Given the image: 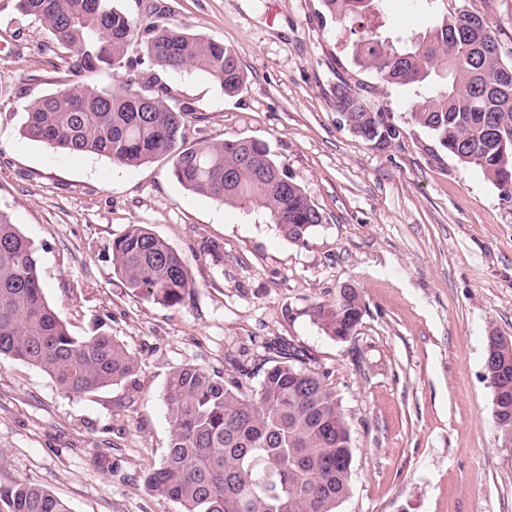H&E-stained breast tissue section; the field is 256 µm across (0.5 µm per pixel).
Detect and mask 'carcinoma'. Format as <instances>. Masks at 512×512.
<instances>
[{
	"instance_id": "obj_1",
	"label": "carcinoma",
	"mask_w": 512,
	"mask_h": 512,
	"mask_svg": "<svg viewBox=\"0 0 512 512\" xmlns=\"http://www.w3.org/2000/svg\"><path fill=\"white\" fill-rule=\"evenodd\" d=\"M339 24L364 13L378 21L352 44L354 63L387 84H427L412 116L448 155L479 167L500 188L512 184V62L480 16L429 10L423 31L394 37L380 21L389 0H322ZM17 20H36L63 53L71 79L24 106V136L51 150L96 154L127 166L172 159L188 190L231 205H254L289 241L305 242L322 215L268 146L225 140L187 142L188 105L170 104L163 74L194 68L234 94L244 83L235 51L174 27L136 32L112 0H17ZM139 56L129 58V49ZM131 72L141 97L87 81L99 72ZM336 108L352 132L386 146L399 137L386 113L347 84ZM112 267L134 292L177 306L194 288L183 257L141 225L112 241ZM346 303L318 304L314 320L329 336H345L364 307L351 288ZM48 373L67 395L81 396L132 378L135 357L106 334L73 335L43 295L31 242L0 211V358ZM505 399L495 423L512 427V376L490 380ZM195 365L173 371L163 400L172 435L146 486L178 512H337L349 496L352 442L328 374L303 366L294 352L268 367L255 390ZM0 512H69L53 492L27 482L0 488Z\"/></svg>"
}]
</instances>
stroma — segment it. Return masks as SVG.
Returning <instances> with one entry per match:
<instances>
[{"instance_id": "1", "label": "stroma", "mask_w": 512, "mask_h": 512, "mask_svg": "<svg viewBox=\"0 0 512 512\" xmlns=\"http://www.w3.org/2000/svg\"><path fill=\"white\" fill-rule=\"evenodd\" d=\"M136 27L182 28L231 46L246 74L225 95L207 74H169L192 110L190 142L265 143L323 216L289 242L264 210L191 192L169 158L130 167L23 137V106L70 73L38 21L0 0V210L34 245L47 302L73 335L106 334L138 369L79 397L42 370L0 361V486L31 482L70 512H177L147 473L171 438L162 395L197 365L232 380L287 349L329 373L353 446L338 512H512V434L492 417L489 332L512 339V199L449 156L411 116L423 90L387 85L352 59L349 27L322 0H115ZM512 49V0H442ZM361 87L400 135L378 147L335 107ZM140 224L188 262L194 287L166 307L127 288L112 241ZM365 310L354 334L311 316L344 284Z\"/></svg>"}]
</instances>
